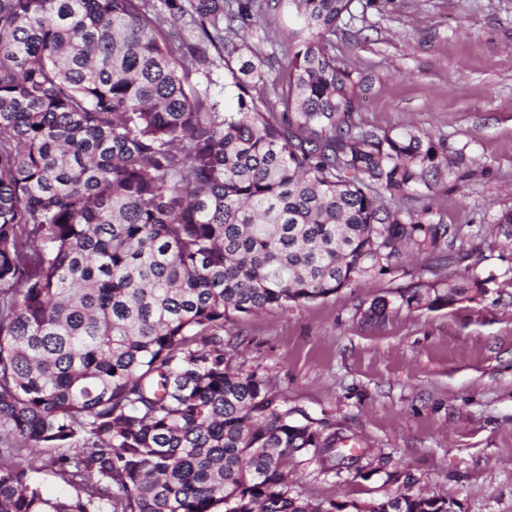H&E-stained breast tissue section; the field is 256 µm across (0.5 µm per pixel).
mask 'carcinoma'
Segmentation results:
<instances>
[{"label": "carcinoma", "mask_w": 512, "mask_h": 512, "mask_svg": "<svg viewBox=\"0 0 512 512\" xmlns=\"http://www.w3.org/2000/svg\"><path fill=\"white\" fill-rule=\"evenodd\" d=\"M286 2L300 26L279 87L274 58L229 36L257 0H0V512L452 507L296 493V470L335 469L345 436L224 342L239 317L405 276V254L443 260L461 239L428 207L385 204L432 191L448 148L357 122L360 79L323 42L353 0ZM186 16L224 56L237 111L193 84L202 49L165 38ZM486 284L465 274L401 304ZM48 448L67 449L45 467L69 496L31 475Z\"/></svg>", "instance_id": "1"}]
</instances>
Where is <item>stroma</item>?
<instances>
[{
    "instance_id": "1",
    "label": "stroma",
    "mask_w": 512,
    "mask_h": 512,
    "mask_svg": "<svg viewBox=\"0 0 512 512\" xmlns=\"http://www.w3.org/2000/svg\"><path fill=\"white\" fill-rule=\"evenodd\" d=\"M326 46L361 77L357 120L383 133H428L448 148V174L406 207L461 226L464 260L411 259L405 277L376 278L334 296L226 324L243 369L265 374L289 406L341 428L353 467L300 469L296 489L359 502L415 491L461 512H512V242L496 227L512 209V0H354ZM294 27L265 0L247 46L283 59ZM194 80L237 109L224 60L207 48ZM469 272L486 294L439 309L373 299Z\"/></svg>"
}]
</instances>
